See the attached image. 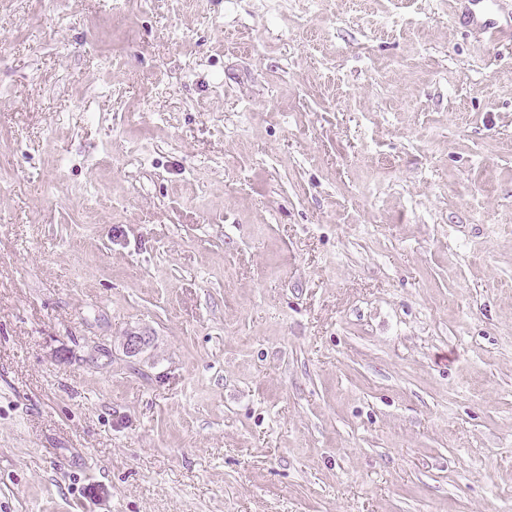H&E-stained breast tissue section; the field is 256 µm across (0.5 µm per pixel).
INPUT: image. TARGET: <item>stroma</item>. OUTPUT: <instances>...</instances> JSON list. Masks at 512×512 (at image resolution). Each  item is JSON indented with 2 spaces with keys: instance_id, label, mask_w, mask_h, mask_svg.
<instances>
[{
  "instance_id": "stroma-1",
  "label": "stroma",
  "mask_w": 512,
  "mask_h": 512,
  "mask_svg": "<svg viewBox=\"0 0 512 512\" xmlns=\"http://www.w3.org/2000/svg\"><path fill=\"white\" fill-rule=\"evenodd\" d=\"M0 512H512V49L0 0Z\"/></svg>"
}]
</instances>
